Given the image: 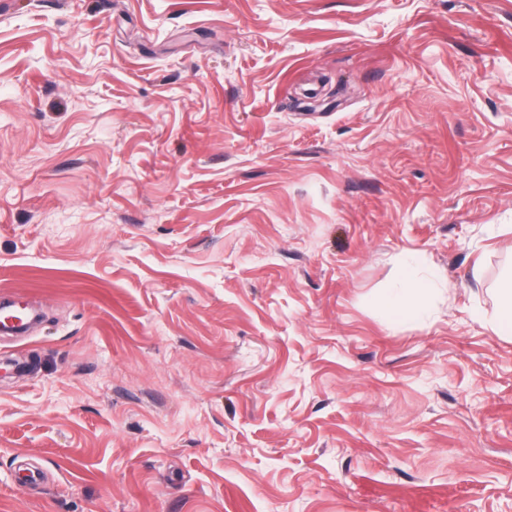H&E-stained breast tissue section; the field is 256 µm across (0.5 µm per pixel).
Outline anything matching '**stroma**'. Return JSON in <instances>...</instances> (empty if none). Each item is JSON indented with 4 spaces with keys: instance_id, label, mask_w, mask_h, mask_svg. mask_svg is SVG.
<instances>
[{
    "instance_id": "obj_1",
    "label": "stroma",
    "mask_w": 512,
    "mask_h": 512,
    "mask_svg": "<svg viewBox=\"0 0 512 512\" xmlns=\"http://www.w3.org/2000/svg\"><path fill=\"white\" fill-rule=\"evenodd\" d=\"M510 272L512 0H0V512H512ZM432 289V281L420 274L418 263L413 261L404 263L401 288L389 293L383 301L386 315L395 322L415 317ZM492 328L500 335H512V275L502 282L499 300L491 319Z\"/></svg>"
}]
</instances>
